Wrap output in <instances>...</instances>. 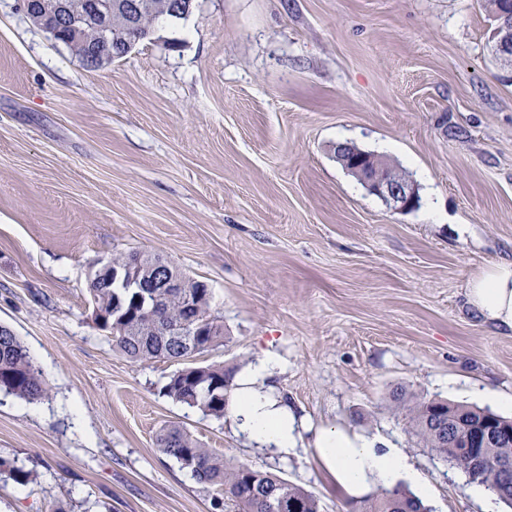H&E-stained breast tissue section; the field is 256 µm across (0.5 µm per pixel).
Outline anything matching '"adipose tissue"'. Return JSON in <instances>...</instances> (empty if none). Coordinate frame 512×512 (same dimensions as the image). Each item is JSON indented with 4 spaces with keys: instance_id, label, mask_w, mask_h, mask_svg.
<instances>
[{
    "instance_id": "ef3b65f1",
    "label": "adipose tissue",
    "mask_w": 512,
    "mask_h": 512,
    "mask_svg": "<svg viewBox=\"0 0 512 512\" xmlns=\"http://www.w3.org/2000/svg\"><path fill=\"white\" fill-rule=\"evenodd\" d=\"M468 297L485 320L512 330V260L499 262L473 279ZM276 363L275 357H266L237 377L228 408L243 433L287 454L296 446L295 416L274 395L269 383ZM313 453L337 486L350 496L369 483L387 487L414 473L402 449L377 448L364 437L342 430L318 436Z\"/></svg>"
}]
</instances>
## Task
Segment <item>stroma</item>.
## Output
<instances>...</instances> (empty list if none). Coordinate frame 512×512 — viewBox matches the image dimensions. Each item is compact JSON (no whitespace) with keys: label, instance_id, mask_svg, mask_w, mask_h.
<instances>
[{"label":"stroma","instance_id":"stroma-1","mask_svg":"<svg viewBox=\"0 0 512 512\" xmlns=\"http://www.w3.org/2000/svg\"><path fill=\"white\" fill-rule=\"evenodd\" d=\"M493 29L490 0H195L89 69L0 0V325L50 386L0 391V459L35 475L0 473V512H232L158 451L171 424L321 512L379 491L332 485L311 450L332 428L403 449L433 512H484L390 405L402 390L512 418V332L467 297L512 259V63ZM346 141L403 170L418 208L370 194ZM130 253L210 288L224 343L196 364L279 357L295 452L163 396L178 363L113 347L89 275Z\"/></svg>","mask_w":512,"mask_h":512}]
</instances>
